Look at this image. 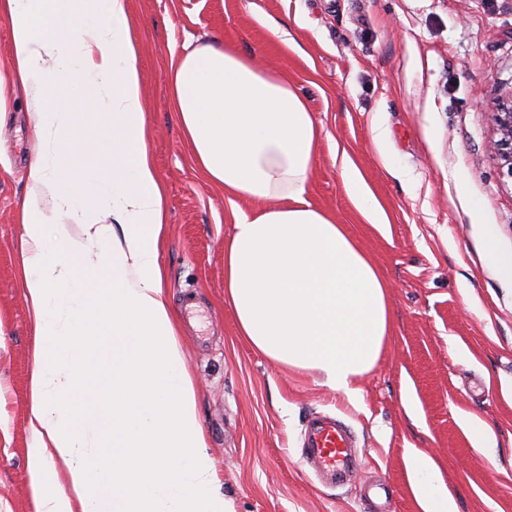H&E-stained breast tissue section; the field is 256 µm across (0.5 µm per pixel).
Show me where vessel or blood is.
Wrapping results in <instances>:
<instances>
[{"label":"vessel or blood","mask_w":512,"mask_h":512,"mask_svg":"<svg viewBox=\"0 0 512 512\" xmlns=\"http://www.w3.org/2000/svg\"><path fill=\"white\" fill-rule=\"evenodd\" d=\"M353 446V433L346 424L328 415H318L307 426L303 457L317 472L345 474L354 466Z\"/></svg>","instance_id":"vessel-or-blood-1"}]
</instances>
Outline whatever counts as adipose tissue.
Segmentation results:
<instances>
[{"mask_svg": "<svg viewBox=\"0 0 512 512\" xmlns=\"http://www.w3.org/2000/svg\"><path fill=\"white\" fill-rule=\"evenodd\" d=\"M0 22L42 144L19 214L37 512H230L158 261L166 189L147 146L129 0H0ZM167 83L183 142L233 216L224 303L238 336L356 395L390 334L386 282L307 198L322 131L305 100L219 38L187 49ZM340 168L358 213L382 228L357 166L344 155ZM406 467L423 512H457L430 456L413 451Z\"/></svg>", "mask_w": 512, "mask_h": 512, "instance_id": "adipose-tissue-1", "label": "adipose tissue"}]
</instances>
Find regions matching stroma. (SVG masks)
Listing matches in <instances>:
<instances>
[{"label": "stroma", "instance_id": "35a3bbf8", "mask_svg": "<svg viewBox=\"0 0 512 512\" xmlns=\"http://www.w3.org/2000/svg\"><path fill=\"white\" fill-rule=\"evenodd\" d=\"M130 10L148 148L167 188L159 263L208 459L233 512H422L406 469L414 449L438 464L458 512H512V287L483 254L489 234L512 252V181L499 179L489 151L494 103L512 90V0H130ZM219 33L304 97L322 128L308 198L346 226L387 283L393 334L355 397L316 372L267 360L238 336L224 303L232 216L183 144L166 81L186 46ZM38 150L25 95L8 93L0 115V512H36L18 211ZM339 150L384 208V229L356 211L333 160ZM186 297L199 316L182 315ZM331 411L356 433L360 457L351 480L332 487L301 459L306 421ZM468 414L492 429L495 447H474Z\"/></svg>", "mask_w": 512, "mask_h": 512}]
</instances>
